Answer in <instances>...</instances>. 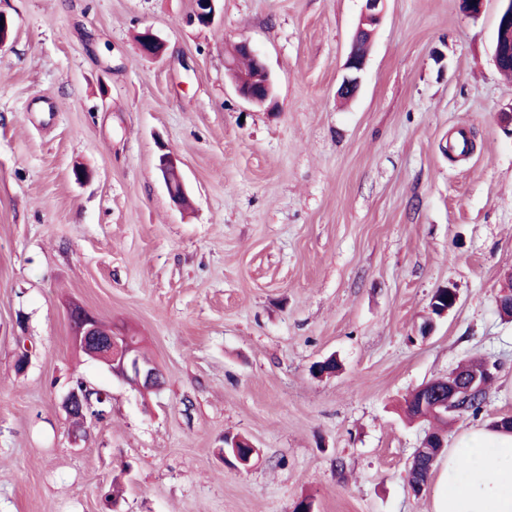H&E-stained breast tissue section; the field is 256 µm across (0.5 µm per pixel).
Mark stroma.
<instances>
[{"mask_svg": "<svg viewBox=\"0 0 512 512\" xmlns=\"http://www.w3.org/2000/svg\"><path fill=\"white\" fill-rule=\"evenodd\" d=\"M362 6L218 0L201 26L193 0H0V512H429L434 488L414 494L408 469L431 424L405 398L481 360L483 410L453 417L445 446L512 417L500 0L476 18L386 0L346 101ZM148 28L161 58L139 51ZM242 39L273 105L232 89ZM461 132L473 149L450 158ZM448 287L456 306L422 335ZM73 303L141 337L163 388L79 352ZM79 379L109 399L78 429L63 401ZM235 434L259 450L249 467L224 459ZM358 44L357 50L362 56L350 51L344 64V73L337 90L338 95L341 97L355 95L361 86L362 74L366 65V56H363V54H366L368 50V35H365ZM156 166L162 174L170 198L176 204L184 205L187 201V193L174 155L171 152L159 154Z\"/></svg>", "mask_w": 512, "mask_h": 512, "instance_id": "stroma-1", "label": "stroma"}]
</instances>
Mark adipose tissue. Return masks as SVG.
Returning a JSON list of instances; mask_svg holds the SVG:
<instances>
[{
	"mask_svg": "<svg viewBox=\"0 0 512 512\" xmlns=\"http://www.w3.org/2000/svg\"><path fill=\"white\" fill-rule=\"evenodd\" d=\"M431 512H512V432L477 427L446 451Z\"/></svg>",
	"mask_w": 512,
	"mask_h": 512,
	"instance_id": "adipose-tissue-1",
	"label": "adipose tissue"
}]
</instances>
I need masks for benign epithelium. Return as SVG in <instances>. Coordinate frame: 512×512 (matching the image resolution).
Returning a JSON list of instances; mask_svg holds the SVG:
<instances>
[{
	"mask_svg": "<svg viewBox=\"0 0 512 512\" xmlns=\"http://www.w3.org/2000/svg\"><path fill=\"white\" fill-rule=\"evenodd\" d=\"M217 0H194V20L200 25H208L215 14ZM357 35L372 33L380 23L386 0H363ZM141 54L147 58L160 57L165 43L151 30H145L139 41ZM234 49L249 55L255 62L260 77L240 75L234 78V89L242 100L263 105L273 98V81L259 52L252 45L242 40L235 44ZM366 65V57L355 52L349 53L344 64V73L337 93L341 97L355 95L362 81ZM157 168L160 170L170 198L182 206L187 201L184 182L177 167V160L170 152L159 154ZM72 340L75 347L88 357L103 363L112 375L119 377L141 391H157L162 388L161 370L156 363L142 357L138 350L126 346L129 336L122 330L115 329L103 335L99 332L98 320L93 314L80 316V320L72 324ZM493 377L490 366H485L483 374H473L460 385L448 387V401H461L466 397L479 393L487 380ZM104 400L106 392L94 388L82 381L69 391L64 399L67 414L75 412L86 414L93 406V399Z\"/></svg>",
	"mask_w": 512,
	"mask_h": 512,
	"instance_id": "7a95c632",
	"label": "benign epithelium"
}]
</instances>
